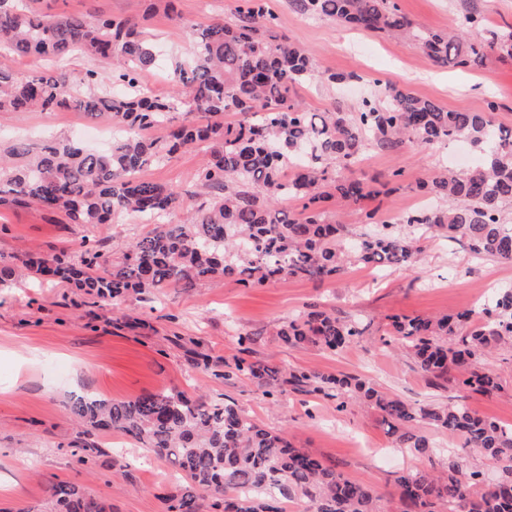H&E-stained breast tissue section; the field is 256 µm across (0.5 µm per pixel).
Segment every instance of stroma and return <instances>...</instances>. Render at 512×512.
Listing matches in <instances>:
<instances>
[{"label":"stroma","mask_w":512,"mask_h":512,"mask_svg":"<svg viewBox=\"0 0 512 512\" xmlns=\"http://www.w3.org/2000/svg\"><path fill=\"white\" fill-rule=\"evenodd\" d=\"M279 17L280 32L307 50L318 80L297 94L307 109L354 111L361 100L380 94L387 83L431 99L442 107L485 111L496 102L495 124L512 129V59L494 57L480 70L434 64L411 43L351 29L328 19L295 12L289 0H266ZM403 14L429 29L455 26L469 9L492 24L512 27V0H398ZM238 0H178L181 22L152 11L150 0H44L49 14H91L136 18L161 51L160 63L144 72L146 87L169 94L168 71L191 53L187 23L234 21ZM346 75L328 85L325 75ZM72 139L93 149L112 143L109 129L87 113L0 112V140L46 137ZM453 153L451 146L407 143L392 152L369 150L355 166L360 178L399 171L390 193L363 205L326 203L328 215L359 225L362 210L399 215L416 202L445 207L444 199L420 191ZM206 155L188 148L145 169L143 178L191 188ZM150 229L125 215L109 224H62L34 207L0 208V254L31 248L76 250L83 239L102 245L113 257ZM415 266L366 268L354 263L336 280H279L249 287L233 279L194 288H168L156 294H129L119 308L67 285H32L23 280L0 288V512H36L50 484L75 483L104 500L108 512H164V498L181 485L169 466L117 433L95 434L100 447L92 470L74 458L81 436L69 413L77 391L107 399H132L175 388L214 402L230 399L260 425L282 431L327 465L386 494L403 472L425 466L410 448L394 447L378 411L336 399L286 390L265 396L264 383L232 374L236 358L262 361L281 370H315L357 375L376 388L417 404L445 405L465 398L483 416L512 425V346L487 355L484 366L498 375L501 391L492 397L448 384L436 388L399 344L385 345L392 315H443L470 308L483 290L512 289V263L474 255L466 246L431 229H420ZM333 310L361 322L362 336L337 353L307 345L290 347L276 336L277 325L311 309ZM251 335L240 349L238 334ZM207 351L209 369L192 366L194 351Z\"/></svg>","instance_id":"1"}]
</instances>
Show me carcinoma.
<instances>
[{"label": "carcinoma", "mask_w": 512, "mask_h": 512, "mask_svg": "<svg viewBox=\"0 0 512 512\" xmlns=\"http://www.w3.org/2000/svg\"><path fill=\"white\" fill-rule=\"evenodd\" d=\"M40 0H0V48L55 64L21 74L0 68V112H57L75 107L103 116L124 134L109 152H91L71 140L33 149L17 140L0 149V206L35 204L62 224H110L128 213L155 223L128 245L118 261L87 239L81 249L35 251L0 259V286L18 278L72 284L101 301L131 292L192 288L209 279L233 278L260 285L285 277L324 281L341 277L350 261L379 267L413 266L414 237L398 225L428 226L463 242L476 255L512 261V129L490 113L441 109L388 83L378 98L357 109L338 106L312 113L295 89L316 77L310 54L277 34L266 0H238L236 21L192 28L191 58L178 62L172 92L157 96L141 83L155 64L157 45L131 17L50 15ZM301 14L325 17L356 29L411 40L441 67H480L494 56L512 57V30L488 31L471 41L465 33L486 26L468 11L453 32L416 25L397 0H291ZM78 51L106 65L89 70L87 93L67 92L68 71L56 61ZM126 92L115 95L112 79ZM163 126L166 134L147 132ZM407 139L422 145L469 140L480 164L465 172L441 171L420 188L448 207L406 213L389 221L363 212L364 228L351 233L327 215L336 198L349 205L382 194L397 180H361L340 174L362 160L366 146L392 151ZM202 146L207 159L195 178L196 193L211 196L186 224H166L183 209L186 192L144 181L137 174L178 151ZM290 201L300 210H287ZM363 334L359 324L326 310H311L281 323L276 336L300 347L339 351ZM387 335L401 343L431 385L455 383L484 396L502 385L480 355L512 342V289L499 291L480 310L440 317H390ZM234 370L270 387L331 395L340 405L359 402L381 413L398 448L432 457V442L419 434L429 424L475 448L479 458L448 452L441 472L409 470L389 496L354 481L269 430L230 400L210 403L177 390L134 399L95 395L71 401L70 413L85 433L116 432L173 465L183 489L166 498V512H280L278 504L305 500L309 512H512V426L480 416L465 402L410 404L356 376L293 370L282 374L260 361L236 359ZM498 470L485 480L483 461ZM42 512H107V505L71 483H55Z\"/></svg>", "instance_id": "obj_1"}]
</instances>
